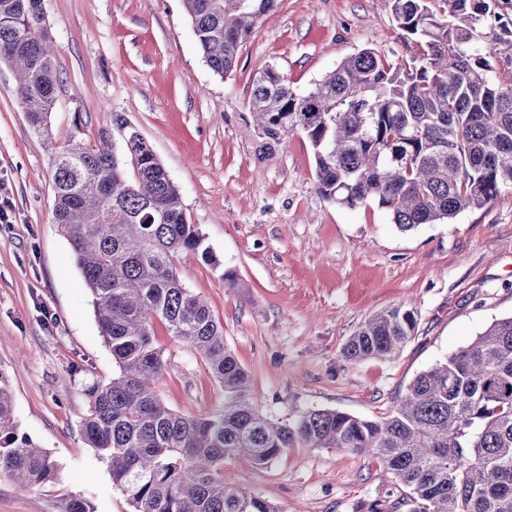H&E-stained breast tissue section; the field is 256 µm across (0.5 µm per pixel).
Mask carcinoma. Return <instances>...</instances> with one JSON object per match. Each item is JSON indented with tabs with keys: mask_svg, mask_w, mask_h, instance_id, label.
Segmentation results:
<instances>
[{
	"mask_svg": "<svg viewBox=\"0 0 512 512\" xmlns=\"http://www.w3.org/2000/svg\"><path fill=\"white\" fill-rule=\"evenodd\" d=\"M492 2L392 0L414 55L395 65L363 49L305 92L266 67L250 101L265 147L302 134L323 197L348 208L375 200L404 232L490 203L512 186V28L496 19ZM183 5L205 62L224 77L279 0ZM1 63L16 71L34 131L49 137L60 78L41 0H0ZM52 179L55 223L116 366L111 381L88 389L82 432L132 512H278L224 486V461L242 456L266 467L295 445L381 459L406 488L410 512H512V317L418 375L381 421L312 409L281 424L255 408L224 325L177 273L180 254L211 256L140 133H128L121 157L105 141L63 148L53 155ZM158 323L202 355L224 388L221 407L183 415L159 398ZM415 326L414 311L383 310L343 355L389 357ZM58 470L46 449L19 434L0 371V477L30 488Z\"/></svg>",
	"mask_w": 512,
	"mask_h": 512,
	"instance_id": "cac0c4a2",
	"label": "carcinoma"
}]
</instances>
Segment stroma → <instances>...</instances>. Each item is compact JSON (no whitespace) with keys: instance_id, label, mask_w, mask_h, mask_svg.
Returning a JSON list of instances; mask_svg holds the SVG:
<instances>
[{"instance_id":"1","label":"stroma","mask_w":512,"mask_h":512,"mask_svg":"<svg viewBox=\"0 0 512 512\" xmlns=\"http://www.w3.org/2000/svg\"><path fill=\"white\" fill-rule=\"evenodd\" d=\"M391 0H280L218 76L204 62L182 0H43L61 86L52 142L30 126L12 69L0 65V371L19 433L48 450L56 479L0 480V512H58L83 497L91 512H130L108 465L82 434L87 389L116 368L92 296L53 213L51 151L100 142L124 150L136 128L178 187L190 223L215 256L183 254L176 270L224 324L264 415L288 423L310 409L379 419L409 383L494 321L512 316V187L480 209L399 231L376 201L350 209L322 197L308 140L289 134L260 156L249 99L269 66L300 91L346 57L413 53ZM232 272L239 289L222 280ZM414 310L392 357L349 361L342 350L376 312ZM160 399L181 414L222 405L203 358L157 327ZM224 483L279 512H409L404 488L377 458L344 449H289L260 468L224 463Z\"/></svg>"}]
</instances>
